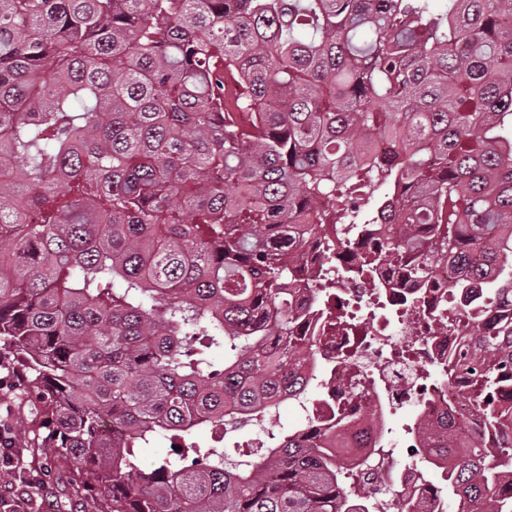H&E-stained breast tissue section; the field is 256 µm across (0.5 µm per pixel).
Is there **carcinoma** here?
<instances>
[{"instance_id":"cac0c4a2","label":"carcinoma","mask_w":512,"mask_h":512,"mask_svg":"<svg viewBox=\"0 0 512 512\" xmlns=\"http://www.w3.org/2000/svg\"><path fill=\"white\" fill-rule=\"evenodd\" d=\"M0 156V339L76 512H349L370 476L324 449L231 462L186 419L262 425L304 387V248L512 295V0H0ZM472 333L448 373L499 442L444 435L448 488L512 512V326Z\"/></svg>"}]
</instances>
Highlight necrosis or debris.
I'll use <instances>...</instances> for the list:
<instances>
[{"label": "necrosis or debris", "instance_id": "1", "mask_svg": "<svg viewBox=\"0 0 512 512\" xmlns=\"http://www.w3.org/2000/svg\"><path fill=\"white\" fill-rule=\"evenodd\" d=\"M298 266L303 281L298 300L319 292L323 277L337 283L339 296H322L320 314L304 315L299 324L310 340L304 368L318 396L293 398L297 419L282 428L284 439H310L329 450L344 471L375 470L378 492L403 489L409 512H447L445 481L454 457L425 446L418 432L401 448L386 437L392 418L407 407L415 408L417 421L439 431L450 427L468 437L481 430L477 411L448 401L449 393L469 392L470 374L461 372L446 382L438 377L450 355L478 350L450 287L456 268L441 264L432 287H412L400 274L375 288L357 274L327 272L307 256ZM340 307L346 326L327 330L326 320ZM437 314L445 328L434 335L421 333L417 316Z\"/></svg>", "mask_w": 512, "mask_h": 512}]
</instances>
